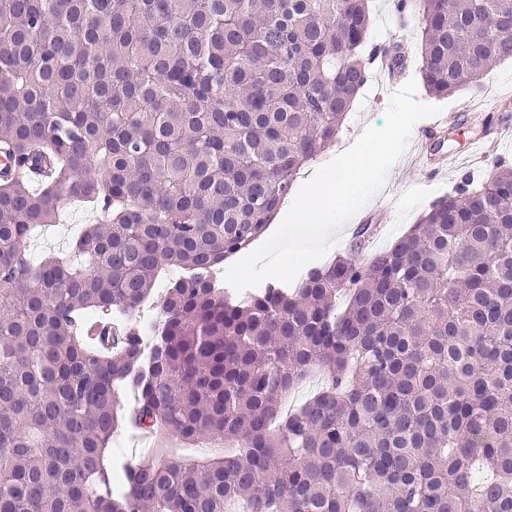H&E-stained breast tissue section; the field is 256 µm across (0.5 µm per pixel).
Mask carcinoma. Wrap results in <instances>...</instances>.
Instances as JSON below:
<instances>
[{"label": "carcinoma", "mask_w": 512, "mask_h": 512, "mask_svg": "<svg viewBox=\"0 0 512 512\" xmlns=\"http://www.w3.org/2000/svg\"><path fill=\"white\" fill-rule=\"evenodd\" d=\"M368 2L0 0V512H512L511 161L368 258L244 299L213 276L392 55L363 54ZM414 11L434 96L512 58V0ZM74 200L96 223L27 258ZM125 426L227 451L116 487ZM181 275V271L171 269L167 272V275L157 280L153 286V291L150 298L145 303L144 307L140 309L138 314V321L140 324L145 325L148 321H152L158 314V306L161 298L163 297L166 288L168 287L169 281L175 279ZM323 381V372L315 370L307 376L294 391H292L286 401V409H293L314 396L320 389Z\"/></svg>", "instance_id": "obj_1"}]
</instances>
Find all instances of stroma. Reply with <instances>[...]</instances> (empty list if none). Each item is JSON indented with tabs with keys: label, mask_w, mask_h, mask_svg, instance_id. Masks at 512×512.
<instances>
[{
	"label": "stroma",
	"mask_w": 512,
	"mask_h": 512,
	"mask_svg": "<svg viewBox=\"0 0 512 512\" xmlns=\"http://www.w3.org/2000/svg\"><path fill=\"white\" fill-rule=\"evenodd\" d=\"M369 5L371 43L394 44L398 53L408 60L409 77L420 78L422 59L417 25L412 23L405 31H397L389 0H370ZM482 84L497 91L496 97L487 103L494 122L512 128V60L502 62L486 73ZM391 94V87L383 83L379 72L370 71L335 141L319 158L310 162V171L329 163L349 148L365 128L383 127ZM417 97L423 103L441 106L444 115L449 117V133L441 149L461 156L458 170L440 175L428 174L413 167V152L405 150L389 169L383 189L365 206L366 211L373 215L372 223L346 222L337 233L336 243L327 252V259L350 253L354 248L364 258L390 246L418 223L432 203L448 194L462 173L468 172L477 177L484 175L493 155L480 151L468 153L469 142L482 136L483 129L480 123L467 121L462 116L463 109L474 98L473 93L462 89L450 96L437 98L421 86L417 89ZM91 221L90 208L77 203L68 205L62 222L47 227L28 241L25 251L33 258L67 251L85 224Z\"/></svg>",
	"instance_id": "stroma-1"
}]
</instances>
